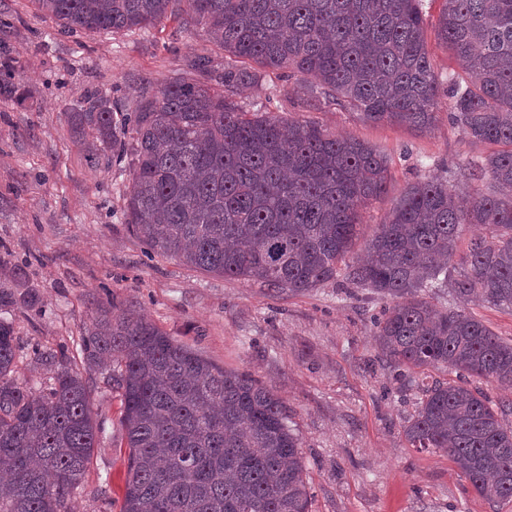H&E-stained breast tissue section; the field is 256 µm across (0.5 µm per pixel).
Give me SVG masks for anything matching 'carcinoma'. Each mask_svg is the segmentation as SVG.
I'll return each mask as SVG.
<instances>
[{"label": "carcinoma", "mask_w": 512, "mask_h": 512, "mask_svg": "<svg viewBox=\"0 0 512 512\" xmlns=\"http://www.w3.org/2000/svg\"><path fill=\"white\" fill-rule=\"evenodd\" d=\"M67 32H120L173 17L224 49L218 92L177 76L145 84L135 111L91 93L75 129L121 162L132 156L124 223L150 251L192 269L302 294L331 281L385 301L373 320L385 369L418 394L403 427L420 450L444 449L473 489L512 502V403L467 385L512 382V343L446 295L512 309V0H444L435 26L456 70L448 119L475 145L468 171L495 191L462 195L453 179L406 187L363 233L362 208L389 186L387 160L363 142L300 121L246 117L235 96L258 71L290 69L363 120L423 132L440 87L423 0H35ZM472 224L484 233L458 243ZM366 257L350 258L358 240ZM45 377L20 379L12 324L0 322V512H72L94 448L78 357L121 401L128 478L121 512H309L301 440L280 399L248 372L221 368L143 314L101 307L75 350H34ZM444 370L427 380L408 369Z\"/></svg>", "instance_id": "obj_1"}]
</instances>
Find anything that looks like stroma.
<instances>
[{"instance_id":"obj_1","label":"stroma","mask_w":512,"mask_h":512,"mask_svg":"<svg viewBox=\"0 0 512 512\" xmlns=\"http://www.w3.org/2000/svg\"><path fill=\"white\" fill-rule=\"evenodd\" d=\"M442 7L443 0L423 5L443 82L455 63L435 36ZM200 57L223 70V50L198 28L166 21L66 33L33 0H0V281L14 267L25 271L11 285L21 302L0 309V319L26 348L54 349L73 346L99 307L131 308L211 362L249 372L280 398L301 438L311 512H512V503L478 495L445 451L406 443L402 427L415 398L375 364L371 317L383 306L376 296L333 282L276 294L150 254L129 232L123 195L131 166L92 147L71 115L93 92L134 111L141 84L163 88ZM263 82L266 95L243 93L245 111L312 121L386 157L389 191L363 213L371 230L407 185L471 167L490 151L449 122L444 95L435 126L419 133L290 94L285 69L267 71ZM92 407L105 434L74 512H120L128 456L120 402L101 390Z\"/></svg>"}]
</instances>
